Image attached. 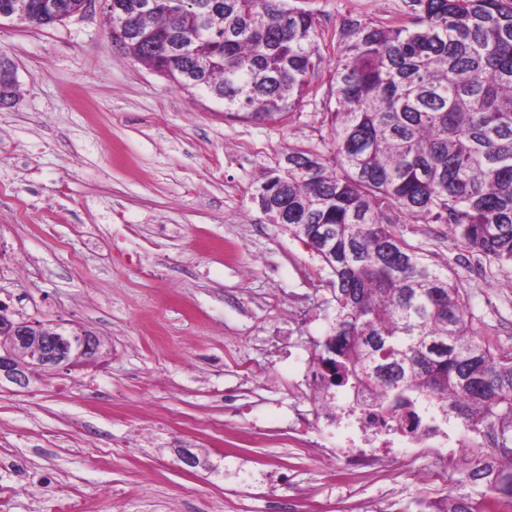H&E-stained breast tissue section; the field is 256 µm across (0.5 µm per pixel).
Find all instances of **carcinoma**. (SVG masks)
Returning a JSON list of instances; mask_svg holds the SVG:
<instances>
[{
	"label": "carcinoma",
	"mask_w": 512,
	"mask_h": 512,
	"mask_svg": "<svg viewBox=\"0 0 512 512\" xmlns=\"http://www.w3.org/2000/svg\"><path fill=\"white\" fill-rule=\"evenodd\" d=\"M17 23L47 27L84 0H35ZM411 22L342 23L324 113L331 149L288 151L252 201L329 267L335 315L319 361L330 387L374 383L420 422L455 419L474 461L442 512H512V350L477 334L457 278L400 225L446 224L470 253L512 272V0H410ZM136 22L121 44L225 115L279 120L323 58L318 21L287 0H112ZM17 94L0 53V107Z\"/></svg>",
	"instance_id": "1"
}]
</instances>
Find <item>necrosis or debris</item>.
<instances>
[{
    "label": "necrosis or debris",
    "mask_w": 512,
    "mask_h": 512,
    "mask_svg": "<svg viewBox=\"0 0 512 512\" xmlns=\"http://www.w3.org/2000/svg\"><path fill=\"white\" fill-rule=\"evenodd\" d=\"M377 395L373 387H360L349 398L334 396L325 404L327 414L333 415L336 421L334 454L349 474H376L381 458L391 454L429 453L436 459L434 476L439 479L469 458L462 435L450 434L430 421H423L413 435L385 426L368 409Z\"/></svg>",
    "instance_id": "obj_1"
}]
</instances>
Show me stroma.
<instances>
[{"instance_id": "obj_1", "label": "stroma", "mask_w": 512, "mask_h": 512, "mask_svg": "<svg viewBox=\"0 0 512 512\" xmlns=\"http://www.w3.org/2000/svg\"><path fill=\"white\" fill-rule=\"evenodd\" d=\"M324 58L277 122L229 120L127 57L99 5L52 27L0 21L19 95L0 109V298L93 330L105 358L0 383V512H417L453 490L431 458L342 477L298 413L335 315L332 275L251 200L290 148H316L343 20L409 21L408 0H288ZM405 238L456 273L475 328L512 347V278L444 224ZM199 460L186 465L182 450Z\"/></svg>"}]
</instances>
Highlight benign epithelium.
I'll list each match as a JSON object with an SVG mask.
<instances>
[{"label": "benign epithelium", "instance_id": "7a95c632", "mask_svg": "<svg viewBox=\"0 0 512 512\" xmlns=\"http://www.w3.org/2000/svg\"><path fill=\"white\" fill-rule=\"evenodd\" d=\"M94 337L90 330L68 327L64 323H37L13 317L10 305L0 299V380L24 387L28 371L33 368L52 369L69 366L67 359L54 356L50 349L63 342L73 345L75 358L87 353L96 357L99 351L91 348L88 340Z\"/></svg>", "mask_w": 512, "mask_h": 512}]
</instances>
